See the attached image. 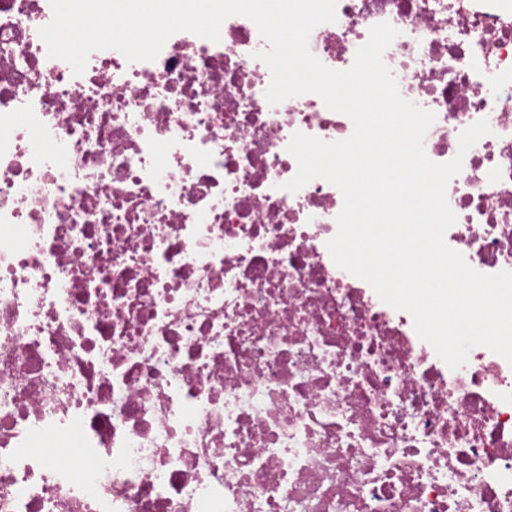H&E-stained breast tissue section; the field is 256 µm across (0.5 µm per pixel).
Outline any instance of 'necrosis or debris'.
<instances>
[{
    "label": "necrosis or debris",
    "mask_w": 512,
    "mask_h": 512,
    "mask_svg": "<svg viewBox=\"0 0 512 512\" xmlns=\"http://www.w3.org/2000/svg\"><path fill=\"white\" fill-rule=\"evenodd\" d=\"M50 0H0V512H512V365L450 369L326 247L341 192L283 190L307 94L269 105L254 23L156 60L49 58ZM451 160L447 244L512 271V0H338L312 53L369 29Z\"/></svg>",
    "instance_id": "necrosis-or-debris-1"
}]
</instances>
